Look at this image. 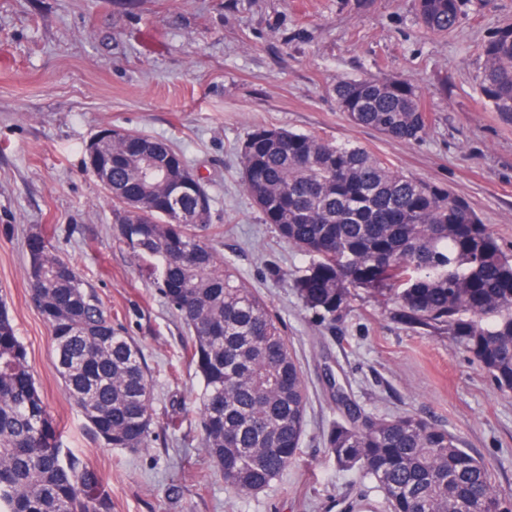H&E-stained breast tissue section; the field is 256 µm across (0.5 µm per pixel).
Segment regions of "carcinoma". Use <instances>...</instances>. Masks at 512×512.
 I'll return each instance as SVG.
<instances>
[{"label": "carcinoma", "instance_id": "cac0c4a2", "mask_svg": "<svg viewBox=\"0 0 512 512\" xmlns=\"http://www.w3.org/2000/svg\"><path fill=\"white\" fill-rule=\"evenodd\" d=\"M461 0H417L421 26L447 34ZM479 93L512 121V26L480 46ZM348 120L403 143L426 134L416 87L399 77L336 82ZM131 154L112 142V200L119 237L150 271L190 334L187 353L201 380L200 445L241 498L271 486L296 460L309 393L301 367L264 297L247 287L202 240L210 214L197 198L170 197L166 158ZM244 190L280 239L309 257L292 278L302 307L323 323L342 321L358 290L397 308L415 332L448 335L504 393H512V257L462 196L409 176L366 149L292 130L256 126L240 152ZM147 177L132 212L124 184ZM173 201L179 224L156 209ZM470 224L468 247L455 226ZM32 303L49 326L54 366L103 445L136 451L152 441V383L138 345L103 309L76 264L44 233L27 237ZM324 436L340 471L382 496L386 512H512L490 466L445 427L410 411L379 416L358 406ZM0 512H112L101 476L64 454L61 434L37 389L13 319L0 302Z\"/></svg>", "mask_w": 512, "mask_h": 512}]
</instances>
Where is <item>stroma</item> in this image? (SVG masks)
<instances>
[{
	"label": "stroma",
	"instance_id": "obj_1",
	"mask_svg": "<svg viewBox=\"0 0 512 512\" xmlns=\"http://www.w3.org/2000/svg\"><path fill=\"white\" fill-rule=\"evenodd\" d=\"M417 0H0V299L65 447L103 478L112 512H379L370 483L336 469L323 433L342 420L333 387L374 414L410 411L444 426L512 491V396L448 338L406 329L359 294L336 327L291 286L307 259L279 239L241 182L256 126L352 143L465 197L512 253V121L482 105L480 45L512 25V0H463L457 28L426 32ZM385 74L418 85L425 137L401 143L350 123L340 80ZM112 127L165 141L212 196L208 239L276 310L309 391L300 454L271 487L236 498L199 449V380L183 321L148 284L114 228L112 203L84 163ZM39 227L73 260L152 380V443L94 441L54 364L29 300L26 235Z\"/></svg>",
	"mask_w": 512,
	"mask_h": 512
}]
</instances>
